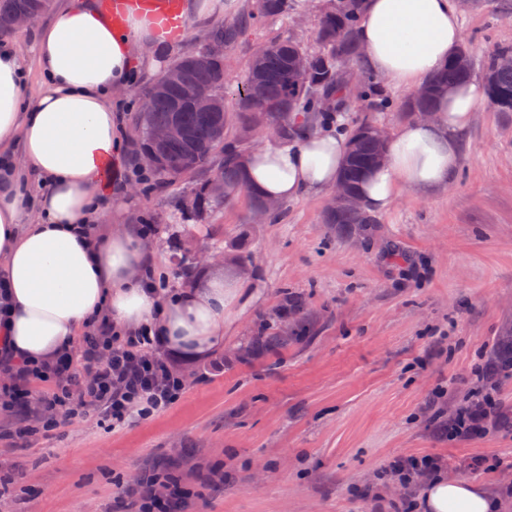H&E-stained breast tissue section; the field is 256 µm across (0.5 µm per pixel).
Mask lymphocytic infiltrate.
I'll return each mask as SVG.
<instances>
[{"mask_svg": "<svg viewBox=\"0 0 512 512\" xmlns=\"http://www.w3.org/2000/svg\"><path fill=\"white\" fill-rule=\"evenodd\" d=\"M0 403L20 412L35 411L38 425L23 424L13 437L26 441L37 431H50L66 421L100 409L112 427L133 418H148L170 408L186 388L185 377L173 359L163 356L154 336L119 338L107 316L97 317L71 348L48 365L34 366L16 359L0 341ZM497 388L490 372H478L476 385L464 405L449 417L440 432L449 440L470 439L505 426L496 402ZM437 456L400 457L387 472L406 489L440 470ZM139 505L138 512H180L183 492L173 480L153 477L124 491Z\"/></svg>", "mask_w": 512, "mask_h": 512, "instance_id": "obj_1", "label": "lymphocytic infiltrate"}]
</instances>
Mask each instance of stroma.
<instances>
[{
	"mask_svg": "<svg viewBox=\"0 0 512 512\" xmlns=\"http://www.w3.org/2000/svg\"><path fill=\"white\" fill-rule=\"evenodd\" d=\"M328 0H289L287 16L251 27L224 56V138L264 145L235 104L257 48L278 37L314 54ZM462 43L482 80L492 50L512 44V0H462ZM408 89L383 84V111L353 102L343 130L376 116L387 132L409 114ZM214 163L157 186L130 181L100 234L155 224L143 246L159 287L188 272L232 268L248 303L215 359L183 364L187 387L168 410L121 428L101 412L15 443L23 420L0 407V512H128L121 491L147 471L173 473L191 493L186 512H402L385 474L397 457H441L449 476L479 483L512 512V426L470 440L435 434L433 419L463 404L475 372L512 354V112L483 102L452 186L400 193L370 230L328 224V193L285 203L255 223L245 194L200 208ZM300 308L282 315L287 299ZM261 336L283 345L258 350ZM489 460L473 471L471 458Z\"/></svg>",
	"mask_w": 512,
	"mask_h": 512,
	"instance_id": "35a3bbf8",
	"label": "stroma"
}]
</instances>
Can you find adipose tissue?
I'll use <instances>...</instances> for the list:
<instances>
[{
	"instance_id": "ef3b65f1",
	"label": "adipose tissue",
	"mask_w": 512,
	"mask_h": 512,
	"mask_svg": "<svg viewBox=\"0 0 512 512\" xmlns=\"http://www.w3.org/2000/svg\"><path fill=\"white\" fill-rule=\"evenodd\" d=\"M357 40L371 72L413 89L457 50L458 11L454 0H366ZM150 43L137 18L114 25L94 0H59L36 41L41 83L31 95L20 50L0 45V335L26 360L52 361L102 313L126 335L156 332L163 350L186 361L224 347V323L244 279L219 273L165 294L148 284L136 237L97 242L86 230L112 201L102 171L121 161L127 144L113 96L156 71L139 52ZM482 99L481 85L469 82L439 95L435 120L400 126L387 163L359 190L366 212H386L401 190L452 183ZM348 152L340 134L279 140L248 152L245 177L263 197L284 203L332 187ZM33 178L45 193L39 223L28 225L24 188ZM419 507L496 512L498 503L468 481L438 474Z\"/></svg>"
}]
</instances>
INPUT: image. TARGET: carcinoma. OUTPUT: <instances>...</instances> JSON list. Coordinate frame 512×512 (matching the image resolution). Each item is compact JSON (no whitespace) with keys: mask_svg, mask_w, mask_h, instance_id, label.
Segmentation results:
<instances>
[{"mask_svg":"<svg viewBox=\"0 0 512 512\" xmlns=\"http://www.w3.org/2000/svg\"><path fill=\"white\" fill-rule=\"evenodd\" d=\"M365 0H351L339 9L325 11L316 33L317 41L324 52L311 56L308 71L295 76L290 71L292 57L301 52L295 42L275 39L267 42L268 50L257 60H252L251 68L261 78V97L250 99L248 84L243 82L237 88L238 110L249 125L274 122L278 126V136L285 138L303 131L312 132L334 120V114L347 109L349 104L346 81L343 72L336 69V61L353 63L359 58L356 31ZM45 0H0V32L13 30L14 18L21 12L43 13ZM288 12V0H257L253 11L241 21L224 27L216 36L214 44L196 54L183 56L174 61L170 68L182 73L183 79L204 91L216 94L224 90V47L235 43L239 34L251 25L261 23ZM503 55L512 56V45L496 46L488 57L484 80L490 103L499 112H512V68H502L497 60ZM472 68L462 67L458 55L448 59L427 79L430 92L425 96L408 100L406 109L432 110L436 106V95L448 87L469 80ZM380 92V83L374 77L365 78L357 87V97L369 102L371 109L377 108L373 97ZM146 94L155 98L154 109L143 112L136 109L137 128L144 148L153 151L158 158L155 171L168 178H175L194 171L224 140L225 113L205 114L196 112L190 106L179 102L178 88L172 86L159 94L150 87ZM173 120L179 121L186 129V136L167 144H155L150 140L151 130ZM375 120L366 118L351 135V147L346 163L340 172L350 189L357 193L370 170L381 146L370 131ZM245 150L228 146L224 148L222 163L218 166L224 187L213 188L212 180H207L197 193L202 206L226 202L233 193L243 191L255 206L263 196L244 183V170L240 162ZM325 223L371 224L373 218L367 214L354 212L344 205L325 214Z\"/></svg>","mask_w":512,"mask_h":512,"instance_id":"carcinoma-1","label":"carcinoma"}]
</instances>
